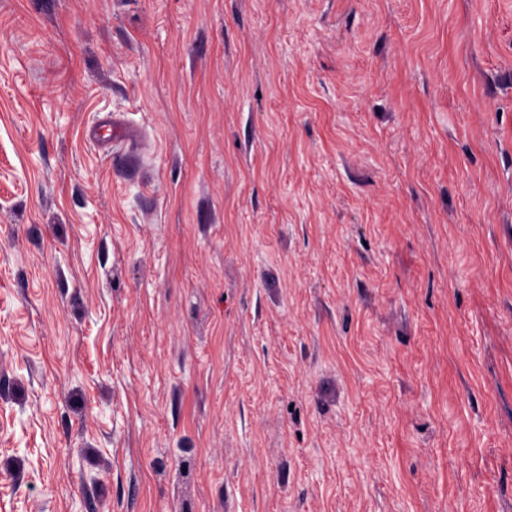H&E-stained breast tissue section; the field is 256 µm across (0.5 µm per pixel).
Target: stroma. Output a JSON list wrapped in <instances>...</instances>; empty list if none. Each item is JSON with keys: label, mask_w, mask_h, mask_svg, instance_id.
Segmentation results:
<instances>
[{"label": "stroma", "mask_w": 512, "mask_h": 512, "mask_svg": "<svg viewBox=\"0 0 512 512\" xmlns=\"http://www.w3.org/2000/svg\"><path fill=\"white\" fill-rule=\"evenodd\" d=\"M0 512H512V0H0Z\"/></svg>", "instance_id": "1"}]
</instances>
